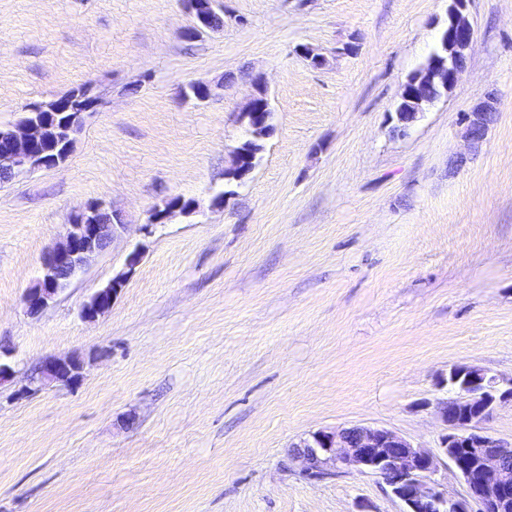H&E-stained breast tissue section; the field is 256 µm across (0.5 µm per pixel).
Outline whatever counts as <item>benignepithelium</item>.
<instances>
[{
	"label": "benign epithelium",
	"mask_w": 512,
	"mask_h": 512,
	"mask_svg": "<svg viewBox=\"0 0 512 512\" xmlns=\"http://www.w3.org/2000/svg\"><path fill=\"white\" fill-rule=\"evenodd\" d=\"M468 0H451L448 23L441 31L437 50L430 64L418 71L410 94L415 112L391 113L393 132L404 135L432 106L448 95L466 71L474 44V32L466 15ZM218 0H186L193 25L185 32L192 37L214 29L211 15ZM211 88L201 82L187 84L183 97L202 102ZM101 100L92 87L84 84L48 102L27 106L17 121L0 128V173L14 178L36 169L63 165L73 148L75 136L82 129L85 115L97 110ZM498 115L497 95L486 88L477 98L465 119L463 138L467 152L456 157L455 167L468 162V154L479 149ZM258 112H241L239 120L246 139L261 146L273 133L259 119ZM250 172L242 169L237 153H232L224 178L239 182ZM197 202L169 199L153 209L151 224H164L178 211L190 215ZM126 227L122 212L101 203L77 210L71 218L66 237L49 249L42 258L37 284L25 296L27 312L37 316L53 303L70 280ZM127 273L112 278L84 304L81 318L93 321L112 307L110 297L123 287ZM41 379L70 384L80 376L81 361L74 357L50 356L40 365ZM456 397L438 404V414L445 425L438 452L433 453L412 443L399 433L379 426L353 425L309 434L296 453L310 478L325 476L330 470L355 471L381 479L400 502V512H508L512 508V470L503 458L502 449L512 448L508 441L489 434L483 421L495 408L512 404V379L501 380L472 366H454L444 382ZM447 460L461 478L465 495H448L436 479L441 460Z\"/></svg>",
	"instance_id": "1"
}]
</instances>
